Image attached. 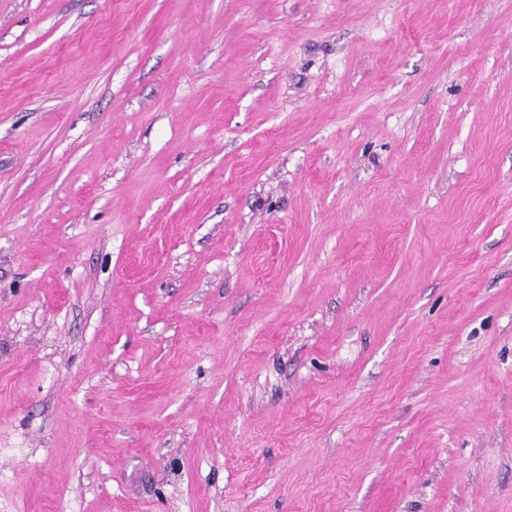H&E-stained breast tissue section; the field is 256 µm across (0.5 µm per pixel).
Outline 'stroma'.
<instances>
[{
    "mask_svg": "<svg viewBox=\"0 0 512 512\" xmlns=\"http://www.w3.org/2000/svg\"><path fill=\"white\" fill-rule=\"evenodd\" d=\"M0 512H512V0H0Z\"/></svg>",
    "mask_w": 512,
    "mask_h": 512,
    "instance_id": "35a3bbf8",
    "label": "stroma"
}]
</instances>
